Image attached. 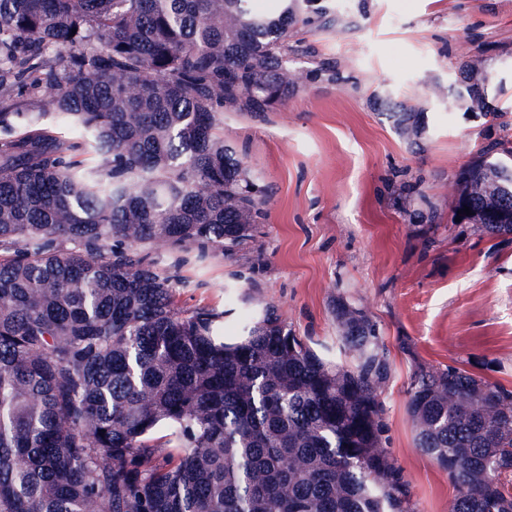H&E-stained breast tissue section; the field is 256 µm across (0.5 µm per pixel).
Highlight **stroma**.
Returning <instances> with one entry per match:
<instances>
[{"label":"stroma","instance_id":"1","mask_svg":"<svg viewBox=\"0 0 512 512\" xmlns=\"http://www.w3.org/2000/svg\"><path fill=\"white\" fill-rule=\"evenodd\" d=\"M338 23L294 34L295 63L335 78L286 105L228 110L224 137L265 192L266 217L228 256L167 251L160 270L191 311L248 297L340 360L336 305L379 327L392 366L380 391L389 446L419 512H448L447 471L415 444L416 365H456L512 390V235L457 220L462 169L512 140V0H335ZM497 96L499 116L474 97ZM421 113L414 134L387 114Z\"/></svg>","mask_w":512,"mask_h":512}]
</instances>
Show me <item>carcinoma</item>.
Returning <instances> with one entry per match:
<instances>
[{"label":"carcinoma","mask_w":512,"mask_h":512,"mask_svg":"<svg viewBox=\"0 0 512 512\" xmlns=\"http://www.w3.org/2000/svg\"><path fill=\"white\" fill-rule=\"evenodd\" d=\"M315 2L0 0V512H419L362 310L336 306L335 363L247 297L224 335L157 269L159 248L220 255L264 219L224 109L288 101L293 30L332 23ZM459 181L512 210V150ZM407 410L450 512H512L511 390L419 365Z\"/></svg>","instance_id":"1"}]
</instances>
